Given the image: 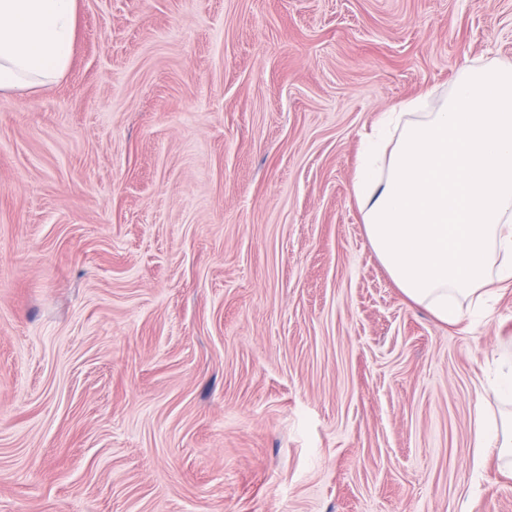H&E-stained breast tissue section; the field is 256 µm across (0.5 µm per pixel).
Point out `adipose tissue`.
Returning a JSON list of instances; mask_svg holds the SVG:
<instances>
[{
	"instance_id": "obj_1",
	"label": "adipose tissue",
	"mask_w": 512,
	"mask_h": 512,
	"mask_svg": "<svg viewBox=\"0 0 512 512\" xmlns=\"http://www.w3.org/2000/svg\"><path fill=\"white\" fill-rule=\"evenodd\" d=\"M78 0H0V93L57 80ZM354 183L365 234L394 284L441 322L483 313L512 282V65L472 64L446 100L380 113ZM474 465L512 477V419L474 420Z\"/></svg>"
}]
</instances>
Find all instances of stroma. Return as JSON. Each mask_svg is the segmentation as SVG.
Here are the masks:
<instances>
[{
    "label": "stroma",
    "mask_w": 512,
    "mask_h": 512,
    "mask_svg": "<svg viewBox=\"0 0 512 512\" xmlns=\"http://www.w3.org/2000/svg\"><path fill=\"white\" fill-rule=\"evenodd\" d=\"M512 0H79L0 94V512H512L473 463L512 289L451 327L353 197Z\"/></svg>",
    "instance_id": "obj_1"
}]
</instances>
